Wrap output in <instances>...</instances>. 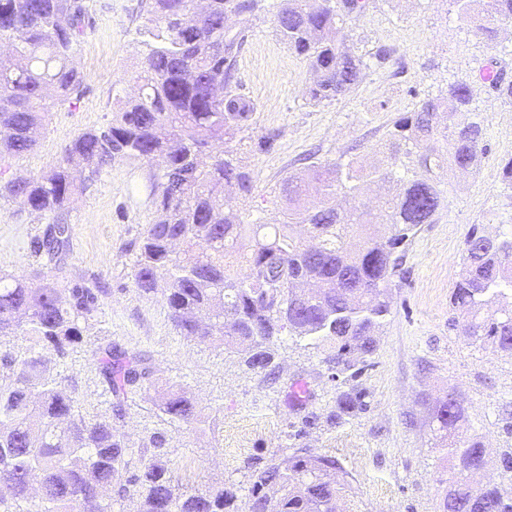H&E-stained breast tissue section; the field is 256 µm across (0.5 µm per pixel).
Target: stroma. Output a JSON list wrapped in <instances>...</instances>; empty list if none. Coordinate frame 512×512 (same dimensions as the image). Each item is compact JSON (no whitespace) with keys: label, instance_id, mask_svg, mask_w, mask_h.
I'll return each mask as SVG.
<instances>
[{"label":"stroma","instance_id":"stroma-1","mask_svg":"<svg viewBox=\"0 0 512 512\" xmlns=\"http://www.w3.org/2000/svg\"><path fill=\"white\" fill-rule=\"evenodd\" d=\"M249 21L235 77L255 106L248 139L238 156L253 176L248 198L231 205L247 224L278 223L286 201L279 188L309 161H358L389 166L384 147L394 123L451 84L472 86L470 118L485 129L476 169L440 171L444 202L434 223L421 225L389 290L391 312L377 333V347L355 377H335V349L281 331L268 344L273 372L249 368L234 351L181 336L162 295L140 293L131 278L129 246L154 220L147 188L153 164L114 161L80 196L71 216L66 250L56 258L35 253L45 218L0 200V271L28 279L57 280L59 287L98 289L96 308L84 324V342L66 358H51L65 377L79 410L109 412L130 444V469L162 456L180 491L231 486L246 503L252 469L296 449L335 456L347 473L357 512H440L448 464L434 432L433 411L449 389L464 401L465 433L486 448L485 481L512 496V472L500 458L512 453V357L471 343L448 325L452 287L472 230L495 236L512 231V186L503 167L512 159V102L480 78L482 68L512 82V23L496 40L473 32L454 0H364L362 12L345 16L348 49L367 63L358 87L332 102L309 101L312 75L306 60L288 51L275 33L272 6ZM138 0H88L87 28L75 63L84 76L75 104H50L49 123L30 153L0 165V183L40 175L76 135L106 126L119 99L134 94L145 46L136 33ZM397 52L394 65L377 64L379 49ZM271 137L273 147L252 151L251 138ZM112 345L144 359L154 385L175 383L197 401L202 419L185 423L163 415L153 394L132 392L115 400L98 374L95 348ZM308 399L290 405L292 383ZM362 391L355 415L336 418L340 398ZM161 437L154 447L153 437Z\"/></svg>","mask_w":512,"mask_h":512}]
</instances>
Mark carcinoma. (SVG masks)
<instances>
[{"instance_id":"carcinoma-1","label":"carcinoma","mask_w":512,"mask_h":512,"mask_svg":"<svg viewBox=\"0 0 512 512\" xmlns=\"http://www.w3.org/2000/svg\"><path fill=\"white\" fill-rule=\"evenodd\" d=\"M145 0L140 33L147 47L136 96L123 101L103 128L82 132L62 149L57 163L36 178L0 186V199L16 200L48 218L53 233L35 250L52 253L68 242L77 195L120 159L158 163L148 188L155 219L134 243L131 276L143 293L162 290L168 318L183 336L218 343L266 369V344L284 328L316 344L331 342L336 371L353 369L376 349L375 330L390 313L387 296L400 256L421 224L434 223L443 204L436 171L472 169L483 151L481 122L464 119L469 84L448 87L394 124L386 146L391 166L378 168L381 182L400 166L410 177L401 191L378 199L371 212L341 209L340 195H355L363 169L350 160L313 162L307 175L289 176L288 207L278 224H245L228 201L251 195L253 180L236 153L208 150L234 141L250 126L254 104L240 93L236 62L249 28L225 17L254 16L260 0ZM473 19L476 35L490 39L512 22V0H456ZM88 20L85 0H0V163L33 151L45 129L46 99L64 105L79 99L83 78L74 64ZM343 12L336 0H280L276 31L313 73L309 100L320 104L358 86L366 63L345 46ZM482 80L512 100V83L487 70ZM84 168L81 183L71 163ZM358 235L362 248L348 249ZM248 272L231 271L229 258L242 241ZM463 272L450 297L451 326L465 336L512 354V237L472 231L465 239ZM98 301L93 289H63L42 279L28 283L0 274V337H35L42 348L67 356L82 341V321ZM11 373L0 379V512H16L29 499L26 480L39 472L38 503L31 512H112V482L127 467L129 445L115 432L113 413L75 412L66 379L46 372L39 357L3 356ZM97 363L109 390L124 395L143 389L150 369L142 359L123 360L112 345L98 348ZM358 394L340 401L336 418L362 409ZM171 420H198L193 399L169 389L158 404ZM463 403H438L441 448L451 477L441 512H512V497L479 480L485 465L482 442L462 432ZM244 512H343L351 486L335 457L297 449L272 458L251 474ZM135 499L138 512H239L230 488L178 494L171 470L156 459L119 491Z\"/></svg>"}]
</instances>
